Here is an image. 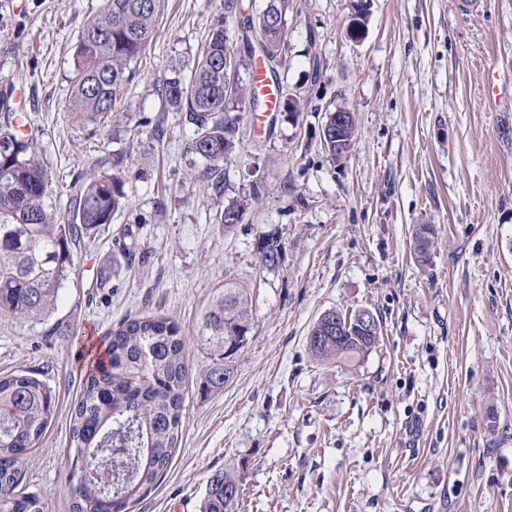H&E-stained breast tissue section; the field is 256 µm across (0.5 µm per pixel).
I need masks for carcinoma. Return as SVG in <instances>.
<instances>
[{"label": "carcinoma", "mask_w": 512, "mask_h": 512, "mask_svg": "<svg viewBox=\"0 0 512 512\" xmlns=\"http://www.w3.org/2000/svg\"><path fill=\"white\" fill-rule=\"evenodd\" d=\"M165 0H104L82 27L74 51L75 73L68 111L74 120H105L130 81L131 64L151 46ZM291 0H265L256 17L240 21L247 54L231 53L224 21L213 27L202 46L190 84L163 79L168 102L195 126L189 150L205 161L199 178L221 191L219 163L239 140L238 105L257 104L252 85L241 72L261 56L275 64L266 72L280 83L276 67L288 37ZM25 117L9 112L0 123V315L46 320L57 308L60 290L75 274L74 253L101 226L112 223L124 204L123 183L116 177L84 173L74 183L64 223L46 201L49 173L36 156L33 132L20 127ZM355 137L349 116L341 137L324 141L330 155L346 154ZM245 201H231L220 212L226 226L240 224ZM263 264L279 263L283 244L261 237ZM372 319L371 330L350 325L336 331V314L326 312L307 336L311 355L320 361L367 355L380 338L373 312L345 315L352 323ZM248 289L229 279L216 290L202 320L200 342L209 350L201 380L206 392L224 389L233 363L252 330ZM107 362L85 379L83 394L71 414L70 447L77 481L70 512H129L149 496L170 468L179 445L184 389L189 380L186 338L168 317L127 319L107 337ZM56 411L51 389L26 373L0 377V512H45L43 499L23 487L26 456L38 447ZM242 488L227 470L207 481L200 512H240Z\"/></svg>", "instance_id": "carcinoma-1"}]
</instances>
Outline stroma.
<instances>
[{"label":"stroma","instance_id":"stroma-1","mask_svg":"<svg viewBox=\"0 0 512 512\" xmlns=\"http://www.w3.org/2000/svg\"><path fill=\"white\" fill-rule=\"evenodd\" d=\"M101 3L0 0V90L38 137L48 204L68 217L71 182L99 158H120L111 173L129 199L74 257L50 317L72 335L0 317V375L30 372L56 398L29 491L67 512L85 325L100 347L150 315L186 336L189 382L173 462L133 512H199L221 469L243 512H512V109L484 95L489 70L512 71V0H292L284 92L305 108L241 106L219 195L161 81H190L221 0H165L104 128L67 110L74 46ZM338 107L356 121L340 160L321 142ZM233 199L249 202L243 222L218 224ZM421 224L434 229L424 263ZM262 236L284 246L276 267L261 262ZM227 279L249 289L253 330L232 379L206 394L196 338ZM364 309L382 329L370 354L312 358L322 314Z\"/></svg>","mask_w":512,"mask_h":512}]
</instances>
